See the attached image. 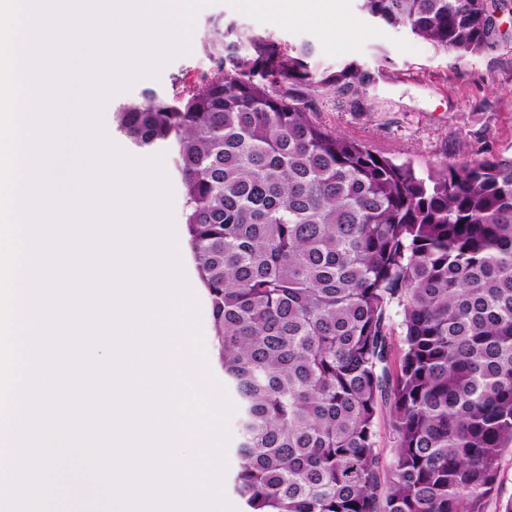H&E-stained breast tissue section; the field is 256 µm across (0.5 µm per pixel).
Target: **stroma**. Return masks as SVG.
I'll return each mask as SVG.
<instances>
[{"mask_svg":"<svg viewBox=\"0 0 512 512\" xmlns=\"http://www.w3.org/2000/svg\"><path fill=\"white\" fill-rule=\"evenodd\" d=\"M346 7L355 28L331 39L302 22L274 24L263 12L240 11L236 0L200 6L184 51L167 61L158 76L135 80L105 103V131L114 143L124 144L113 118L117 106L137 98L144 86L167 91L174 79L190 81L209 70L204 22L225 15L277 42L312 41L318 49L313 60L317 69L356 61L378 70L376 82L367 90L370 111L350 112L328 101L318 118L372 149L411 163L419 173L478 155L512 158V37L460 59L428 41L375 23L358 10L357 0H346Z\"/></svg>","mask_w":512,"mask_h":512,"instance_id":"1","label":"stroma"}]
</instances>
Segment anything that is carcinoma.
Wrapping results in <instances>:
<instances>
[{
  "mask_svg": "<svg viewBox=\"0 0 512 512\" xmlns=\"http://www.w3.org/2000/svg\"><path fill=\"white\" fill-rule=\"evenodd\" d=\"M358 7L465 58L504 36L512 0ZM207 41L209 71L144 89L115 119L180 176L238 401L244 512H486L512 447V159L422 177L317 120L325 97L369 111L362 65L319 71L313 43L233 21H211Z\"/></svg>",
  "mask_w": 512,
  "mask_h": 512,
  "instance_id": "obj_1",
  "label": "carcinoma"
}]
</instances>
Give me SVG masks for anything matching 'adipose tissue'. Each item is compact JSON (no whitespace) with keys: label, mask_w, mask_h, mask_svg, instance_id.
Wrapping results in <instances>:
<instances>
[{"label":"adipose tissue","mask_w":512,"mask_h":512,"mask_svg":"<svg viewBox=\"0 0 512 512\" xmlns=\"http://www.w3.org/2000/svg\"><path fill=\"white\" fill-rule=\"evenodd\" d=\"M243 3L266 13L275 23L302 21L330 35L337 28L352 24L343 12L340 0H243Z\"/></svg>","instance_id":"ef3b65f1"}]
</instances>
